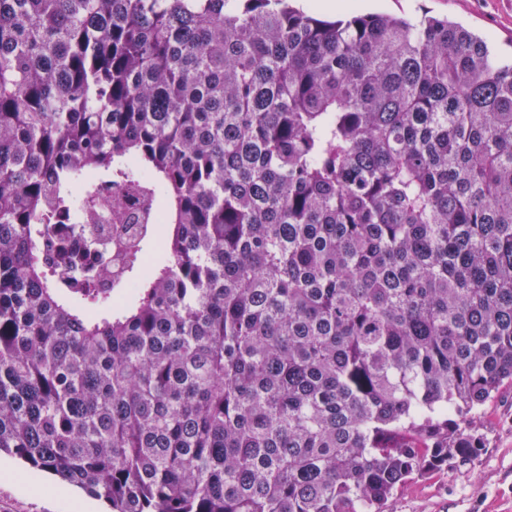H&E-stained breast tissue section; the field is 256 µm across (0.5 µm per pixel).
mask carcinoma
Returning a JSON list of instances; mask_svg holds the SVG:
<instances>
[{"mask_svg": "<svg viewBox=\"0 0 512 512\" xmlns=\"http://www.w3.org/2000/svg\"><path fill=\"white\" fill-rule=\"evenodd\" d=\"M141 181L168 230L114 277L77 215ZM506 383L488 40L294 0H0V453L110 512H383L476 459Z\"/></svg>", "mask_w": 512, "mask_h": 512, "instance_id": "obj_1", "label": "carcinoma"}]
</instances>
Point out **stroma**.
I'll return each mask as SVG.
<instances>
[{"label": "stroma", "instance_id": "1", "mask_svg": "<svg viewBox=\"0 0 512 512\" xmlns=\"http://www.w3.org/2000/svg\"><path fill=\"white\" fill-rule=\"evenodd\" d=\"M336 17L353 12L399 16L430 14L459 22L486 37L497 53L512 55V0H341ZM483 446L472 464L449 466L398 489L386 512H512V386L483 410ZM0 512H74L72 496L54 476L0 456Z\"/></svg>", "mask_w": 512, "mask_h": 512}]
</instances>
